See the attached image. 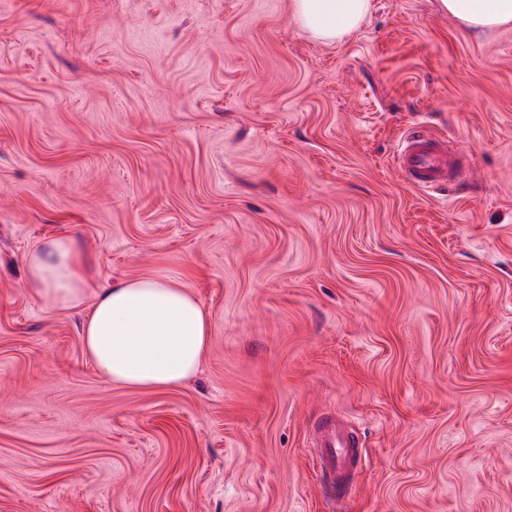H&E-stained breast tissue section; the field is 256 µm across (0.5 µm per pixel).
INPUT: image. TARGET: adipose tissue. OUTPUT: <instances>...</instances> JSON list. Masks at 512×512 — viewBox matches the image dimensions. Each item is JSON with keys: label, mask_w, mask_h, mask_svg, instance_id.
<instances>
[{"label": "adipose tissue", "mask_w": 512, "mask_h": 512, "mask_svg": "<svg viewBox=\"0 0 512 512\" xmlns=\"http://www.w3.org/2000/svg\"><path fill=\"white\" fill-rule=\"evenodd\" d=\"M437 7L476 35L512 25V0H437ZM370 10V0H292L295 22L326 43L357 31ZM24 263L32 289L45 305L76 311L92 301L79 336L108 382L167 389L196 374L208 345L209 320L177 279L145 275L89 289L69 237L44 241L27 253Z\"/></svg>", "instance_id": "obj_1"}]
</instances>
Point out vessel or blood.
<instances>
[{"mask_svg": "<svg viewBox=\"0 0 512 512\" xmlns=\"http://www.w3.org/2000/svg\"><path fill=\"white\" fill-rule=\"evenodd\" d=\"M393 163L413 187L424 191L447 189L459 171L452 146L422 122L402 133ZM310 436L320 484L331 497L344 499L354 486L360 459L352 426L339 414L329 412Z\"/></svg>", "mask_w": 512, "mask_h": 512, "instance_id": "obj_1", "label": "vessel or blood"}]
</instances>
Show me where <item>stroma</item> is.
<instances>
[{
  "label": "stroma",
  "instance_id": "stroma-1",
  "mask_svg": "<svg viewBox=\"0 0 512 512\" xmlns=\"http://www.w3.org/2000/svg\"><path fill=\"white\" fill-rule=\"evenodd\" d=\"M372 3L324 43L291 0H0V512H512V28ZM417 121L463 198L394 168ZM54 237L189 288L197 375L100 377L26 276ZM310 436L319 482L336 502H341L354 486L360 459L356 434L347 420L328 412Z\"/></svg>",
  "mask_w": 512,
  "mask_h": 512
}]
</instances>
